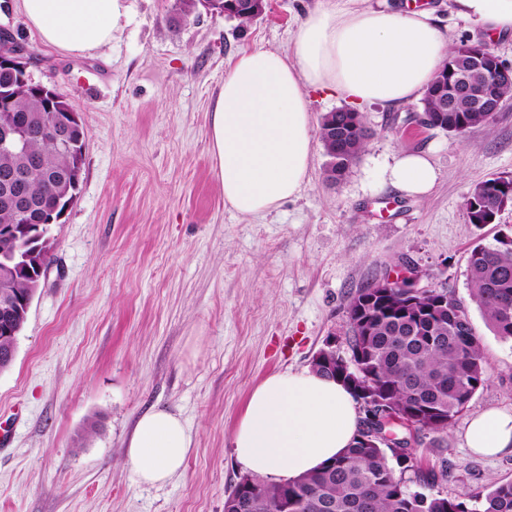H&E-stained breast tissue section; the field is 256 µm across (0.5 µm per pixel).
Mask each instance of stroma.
Wrapping results in <instances>:
<instances>
[{
  "mask_svg": "<svg viewBox=\"0 0 512 512\" xmlns=\"http://www.w3.org/2000/svg\"><path fill=\"white\" fill-rule=\"evenodd\" d=\"M174 0H123L110 45L84 56L42 44L0 0V30L33 56L35 81L79 112L85 134L77 198L53 225L52 263L11 366L0 372V512H224L243 476L230 445L266 376L345 349L358 288L411 266L466 303L488 381L444 433L415 434V474L445 494L512 481V454L466 445L470 420L512 409V340L470 298L477 240L512 227L469 224L473 185L512 177V102L491 129L458 139L418 125V103L361 112L376 135L337 184L314 142L299 194L245 217L224 201L210 145L214 101L231 59L290 54L299 20L322 0H268L247 24L223 14L177 18ZM429 152L423 199L382 186L397 152ZM181 414L193 447L183 472L140 483L124 447L148 408Z\"/></svg>",
  "mask_w": 512,
  "mask_h": 512,
  "instance_id": "stroma-1",
  "label": "stroma"
}]
</instances>
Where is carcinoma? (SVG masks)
Returning a JSON list of instances; mask_svg holds the SVG:
<instances>
[{"label":"carcinoma","instance_id":"obj_1","mask_svg":"<svg viewBox=\"0 0 512 512\" xmlns=\"http://www.w3.org/2000/svg\"><path fill=\"white\" fill-rule=\"evenodd\" d=\"M448 73L443 64L421 99L429 126L463 139L475 128H489L491 112H476L463 101L457 111L443 110L432 98L436 81ZM44 100L28 85L14 88L12 110L27 118L28 155L0 153V169L39 160L29 170V192L44 211L71 197L66 179L69 155L41 130L49 117ZM375 132L359 113L343 108L320 121V140L329 157L326 179L342 181L365 151ZM512 197V182L502 178L476 185L465 200L469 223L476 226ZM472 301L487 326L503 340H512V229L493 242L475 243L468 257ZM374 279L349 299L347 349L336 352L333 370L318 373L349 386L362 408L357 438L338 458L319 470L283 485L250 475L224 500V512H512V482L486 492L443 494L436 479L425 490L411 491L403 473L413 469L411 436L400 452L375 446L365 428L381 415L416 430L441 433L468 407L487 381L482 344L468 308L447 288L418 292L406 283L379 288Z\"/></svg>","mask_w":512,"mask_h":512}]
</instances>
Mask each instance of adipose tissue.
Returning a JSON list of instances; mask_svg holds the SVG:
<instances>
[{"instance_id":"obj_1","label":"adipose tissue","mask_w":512,"mask_h":512,"mask_svg":"<svg viewBox=\"0 0 512 512\" xmlns=\"http://www.w3.org/2000/svg\"><path fill=\"white\" fill-rule=\"evenodd\" d=\"M20 9L45 46L76 55L110 44L121 16L120 0H20ZM448 11L486 38L512 41V0H448ZM450 47L436 8L324 0L300 20L292 56L260 48L241 53L211 112L225 202L258 216L300 192L314 139L309 90L358 106H404L421 96ZM384 176L399 192L422 198L438 172L428 152H402ZM360 420L342 383L308 368L276 372L250 393L231 435L232 453L268 483L293 481L348 448ZM192 444L180 414L152 408L138 418L125 461L142 483L161 485L182 472ZM466 444L484 457L512 454V412L475 416Z\"/></svg>"}]
</instances>
